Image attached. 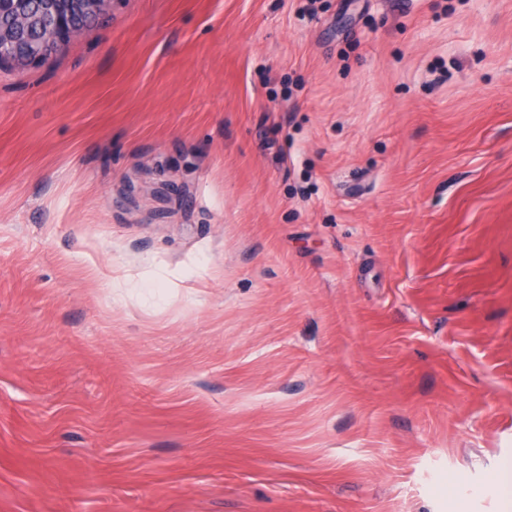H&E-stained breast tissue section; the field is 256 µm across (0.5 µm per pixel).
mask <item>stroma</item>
Here are the masks:
<instances>
[{
  "label": "stroma",
  "instance_id": "1",
  "mask_svg": "<svg viewBox=\"0 0 512 512\" xmlns=\"http://www.w3.org/2000/svg\"><path fill=\"white\" fill-rule=\"evenodd\" d=\"M512 0H113L0 67V512H512Z\"/></svg>",
  "mask_w": 512,
  "mask_h": 512
}]
</instances>
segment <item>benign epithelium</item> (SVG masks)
Listing matches in <instances>:
<instances>
[{
	"label": "benign epithelium",
	"mask_w": 512,
	"mask_h": 512,
	"mask_svg": "<svg viewBox=\"0 0 512 512\" xmlns=\"http://www.w3.org/2000/svg\"><path fill=\"white\" fill-rule=\"evenodd\" d=\"M112 9V0H0V66L53 58Z\"/></svg>",
	"instance_id": "obj_1"
}]
</instances>
